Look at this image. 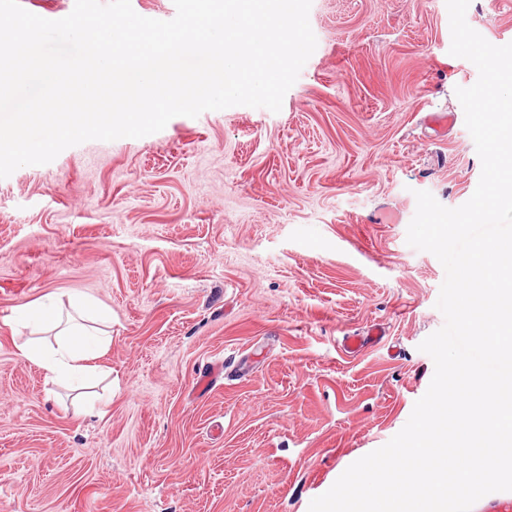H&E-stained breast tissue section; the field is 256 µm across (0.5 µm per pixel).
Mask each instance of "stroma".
<instances>
[{"label":"stroma","instance_id":"35a3bbf8","mask_svg":"<svg viewBox=\"0 0 512 512\" xmlns=\"http://www.w3.org/2000/svg\"><path fill=\"white\" fill-rule=\"evenodd\" d=\"M466 20L512 42V0ZM309 22L279 112L177 116L0 179V512H309L407 423L444 324L414 193H474L455 89L478 71L445 0H312ZM429 112L459 119L439 136ZM49 294L112 314L94 414L18 355V311Z\"/></svg>","mask_w":512,"mask_h":512}]
</instances>
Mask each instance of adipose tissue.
Here are the masks:
<instances>
[{
    "mask_svg": "<svg viewBox=\"0 0 512 512\" xmlns=\"http://www.w3.org/2000/svg\"><path fill=\"white\" fill-rule=\"evenodd\" d=\"M69 306L65 312L53 303H30L22 311V319L54 332L55 341L47 345L33 340L21 345L19 353L53 380L89 385L99 378V359L112 343L104 329L111 317L106 309L86 297L71 298Z\"/></svg>",
    "mask_w": 512,
    "mask_h": 512,
    "instance_id": "1",
    "label": "adipose tissue"
}]
</instances>
